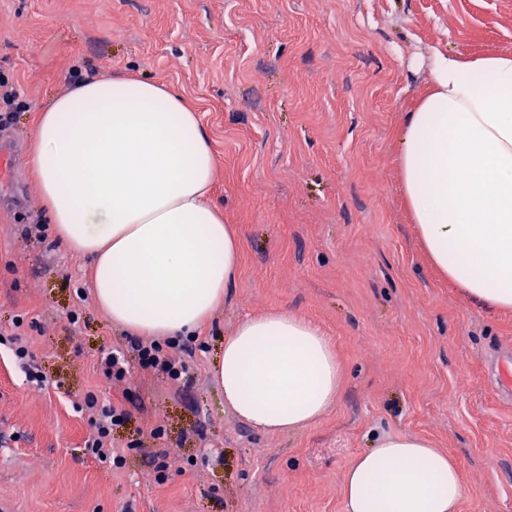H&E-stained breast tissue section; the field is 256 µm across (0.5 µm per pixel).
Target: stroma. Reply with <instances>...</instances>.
Masks as SVG:
<instances>
[{
    "label": "stroma",
    "mask_w": 512,
    "mask_h": 512,
    "mask_svg": "<svg viewBox=\"0 0 512 512\" xmlns=\"http://www.w3.org/2000/svg\"><path fill=\"white\" fill-rule=\"evenodd\" d=\"M504 50L512 0H0V73L28 104L0 131V332L28 321L45 379L0 343V512H343L346 467L385 434L455 457L462 512H512V396L496 376L512 369V312L433 269L398 161L433 53ZM112 72L182 91L219 158L213 200L243 238L230 300L189 341L187 386L136 363L120 382L99 373L130 336L79 299L90 262L42 221L40 113L74 77ZM274 309L320 326L343 362L338 403L299 432L240 423L211 375L236 323ZM90 391L128 412L123 467L85 450L72 402Z\"/></svg>",
    "instance_id": "35a3bbf8"
}]
</instances>
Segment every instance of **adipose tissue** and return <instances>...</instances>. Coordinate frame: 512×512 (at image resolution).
I'll return each instance as SVG.
<instances>
[{
	"label": "adipose tissue",
	"mask_w": 512,
	"mask_h": 512,
	"mask_svg": "<svg viewBox=\"0 0 512 512\" xmlns=\"http://www.w3.org/2000/svg\"><path fill=\"white\" fill-rule=\"evenodd\" d=\"M433 84L407 113L402 192L433 266L473 300L512 310V52L434 53ZM31 163L53 231L92 260V297L139 335L186 336L241 273L243 240L211 200L218 158L180 90L105 73L42 111ZM213 376L224 407L264 433L297 432L337 403L333 339L270 310L224 339ZM456 460L389 434L348 466L344 512H461Z\"/></svg>",
	"instance_id": "1"
}]
</instances>
